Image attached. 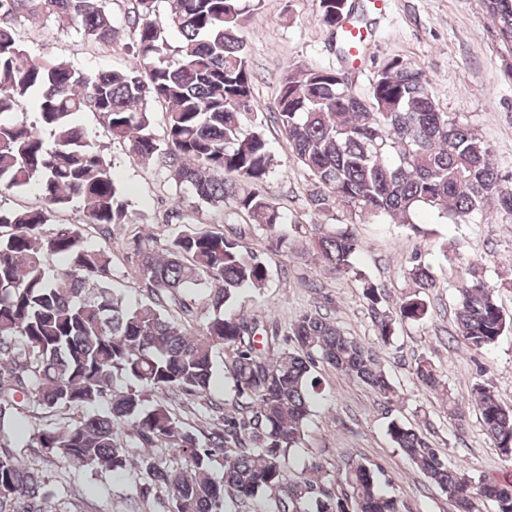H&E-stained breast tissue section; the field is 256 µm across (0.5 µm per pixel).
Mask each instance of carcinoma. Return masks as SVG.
Segmentation results:
<instances>
[{
	"mask_svg": "<svg viewBox=\"0 0 512 512\" xmlns=\"http://www.w3.org/2000/svg\"><path fill=\"white\" fill-rule=\"evenodd\" d=\"M169 2V10L160 4ZM329 41L349 57L344 28L367 26L368 5L317 0ZM260 0H128L125 23L134 62L87 75L64 58L36 62L17 35L24 20L63 18L104 47L117 39L105 0H0V191L36 187L40 205L0 208V512H79L83 498L64 496L45 465L29 460L34 449L90 475L109 472L130 480L142 501L169 512H228L268 491L281 496L269 512H337L321 481H288L286 458L302 444L317 382L311 364L320 357L391 399L394 387L375 348L347 336L319 312L289 325L293 346L275 349L277 333L255 347L260 325L235 302L244 289L265 288L268 259L237 236L197 220L204 207L232 208L258 226L279 250L286 223L265 184L277 161L253 110V76L243 35L246 14ZM479 14L512 56V0H478ZM38 98L37 121L14 117L24 98ZM166 112V138L152 132V107ZM95 113L112 141L136 161L171 172L180 207L166 222L188 227L162 253L135 240L137 277L149 297L136 304L112 288V252L88 243L84 225L103 236L118 226L147 224L131 208L111 163L79 121ZM270 118L285 134L307 172L311 207L336 204L350 222L322 232L314 242L327 269L355 270L360 249L356 220L390 218L414 224L421 210L467 224L486 208L512 219V188L503 183L489 144L470 126L440 111L422 70L386 59L368 93L353 90L344 70L307 66L284 73ZM50 133L53 147L42 132ZM191 195L183 213V200ZM79 203L82 224H58V213ZM61 262L58 270L49 261ZM408 275L417 290L390 309L384 289L366 276V299L379 344L395 325L427 314L437 281L414 258ZM202 283L209 284L210 316L191 328L166 314L184 310ZM456 335L471 349L492 347L507 327L493 289L477 266L456 288ZM230 349L234 407L211 398L218 349ZM418 383L431 391L441 379L423 358ZM204 397L209 429L196 433L161 401L172 393ZM474 404L488 437L512 456V408L485 387ZM395 447L448 494L455 512H478L486 500L512 512V482L474 480L452 467L421 431L393 420ZM186 455L174 468L158 455ZM223 462V477L213 465ZM351 512H400L396 497L380 490L377 473L349 459L337 473Z\"/></svg>",
	"mask_w": 512,
	"mask_h": 512,
	"instance_id": "carcinoma-1",
	"label": "carcinoma"
}]
</instances>
